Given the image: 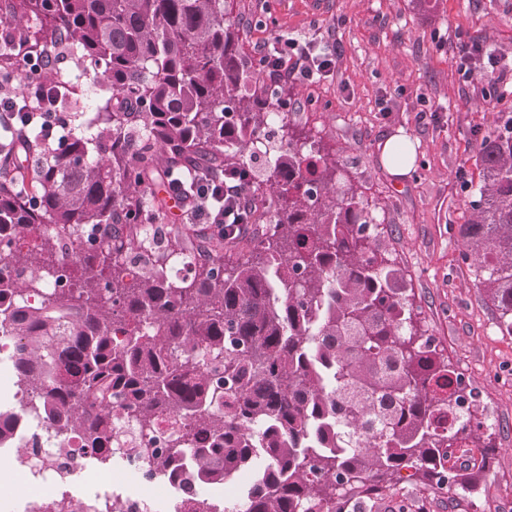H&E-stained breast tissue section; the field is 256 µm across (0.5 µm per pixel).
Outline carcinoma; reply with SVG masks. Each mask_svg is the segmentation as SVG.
I'll list each match as a JSON object with an SVG mask.
<instances>
[{
    "mask_svg": "<svg viewBox=\"0 0 512 512\" xmlns=\"http://www.w3.org/2000/svg\"><path fill=\"white\" fill-rule=\"evenodd\" d=\"M9 2L24 54L58 55L46 35L62 33L94 66L102 94L96 133L60 148L38 136L16 140L7 153L36 164L0 170V220L41 240L23 253L0 237V257L15 272L0 279V324L18 340L12 364L34 394L20 410L0 408V436L16 417L46 411L58 430L83 436L90 458L122 454L109 424L119 407L149 444L133 452L173 467L195 493L261 464V488L243 510L224 512H346L350 498L370 497L404 469L452 493L464 484L447 462L467 442L479 444L468 479L490 466L497 448L481 441L479 406L446 433L431 429L438 413L473 393L416 328L369 203L288 123L267 178L247 182L277 204L262 235L250 233L254 210L235 232L185 224L168 251L196 255L197 278L173 279L158 266L139 285L127 283L128 256L148 243L142 213L166 209L162 198L146 200L145 181L168 182L190 167L245 168L246 130L274 109L241 65L230 0ZM88 97L72 92L68 121ZM131 126L145 134L135 149ZM479 153V199L460 231L479 287L512 330L511 113H501ZM84 238L89 249L63 251ZM77 268L68 287L28 302ZM220 399L223 417L212 413ZM162 411L182 429L161 452L151 422Z\"/></svg>",
    "mask_w": 512,
    "mask_h": 512,
    "instance_id": "obj_1",
    "label": "carcinoma"
}]
</instances>
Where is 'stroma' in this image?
I'll return each mask as SVG.
<instances>
[{
	"mask_svg": "<svg viewBox=\"0 0 512 512\" xmlns=\"http://www.w3.org/2000/svg\"><path fill=\"white\" fill-rule=\"evenodd\" d=\"M233 14L249 47L277 36L335 39L333 80L288 86L283 109L376 199L381 247L405 272L417 324L467 370L485 408L483 433L497 449L475 491L393 478L358 512L393 501L399 512H512V335L479 288L459 234L478 197L479 144L498 113H512V94L495 100L489 71L458 72L464 42L512 58V0H234ZM397 133L417 145L401 177L381 160Z\"/></svg>",
	"mask_w": 512,
	"mask_h": 512,
	"instance_id": "35a3bbf8",
	"label": "stroma"
}]
</instances>
